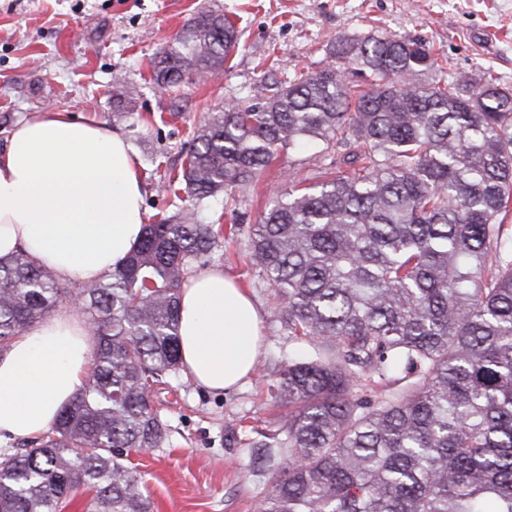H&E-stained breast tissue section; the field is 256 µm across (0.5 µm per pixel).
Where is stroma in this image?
I'll list each match as a JSON object with an SVG mask.
<instances>
[{
	"instance_id": "1",
	"label": "stroma",
	"mask_w": 512,
	"mask_h": 512,
	"mask_svg": "<svg viewBox=\"0 0 512 512\" xmlns=\"http://www.w3.org/2000/svg\"><path fill=\"white\" fill-rule=\"evenodd\" d=\"M223 12L241 33L230 68L168 89L152 62L203 10ZM418 38L449 71H491L512 86V0H0V148L13 125L45 109L104 123L137 158L147 221L170 211L159 170L180 169L194 127L225 103L259 95L267 77L285 82L328 63L341 37ZM135 87L133 113L116 106V84ZM317 145L284 151L236 209L216 202L221 224L257 223L274 194L311 174ZM246 237L225 241L213 265L252 293L264 318V349L251 377L224 393L185 375L170 379L155 406L170 431L130 460L154 512H259L269 478L251 475L246 442L271 429L281 409L268 386L298 345L274 321V291L243 263Z\"/></svg>"
}]
</instances>
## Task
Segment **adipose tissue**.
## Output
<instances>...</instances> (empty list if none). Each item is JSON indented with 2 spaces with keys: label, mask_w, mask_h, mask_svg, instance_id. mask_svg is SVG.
<instances>
[{
  "label": "adipose tissue",
  "mask_w": 512,
  "mask_h": 512,
  "mask_svg": "<svg viewBox=\"0 0 512 512\" xmlns=\"http://www.w3.org/2000/svg\"><path fill=\"white\" fill-rule=\"evenodd\" d=\"M145 222L124 136L53 109L14 126L0 153V257L22 247L60 283L90 281L122 266ZM180 295L184 373L212 392L237 388L261 353V312L218 266L190 276ZM96 345L68 303L14 339L0 355V442L52 428L87 383Z\"/></svg>",
  "instance_id": "obj_1"
}]
</instances>
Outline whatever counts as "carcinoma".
<instances>
[{
    "mask_svg": "<svg viewBox=\"0 0 512 512\" xmlns=\"http://www.w3.org/2000/svg\"><path fill=\"white\" fill-rule=\"evenodd\" d=\"M239 42L201 12L154 80L219 71ZM331 55L200 125L162 184L189 206L76 292L98 339L91 378L49 432L0 453V512H60L81 487L88 512H153L129 456L168 436L152 394L180 370V290L242 233L276 319L306 344L271 386L288 412L250 441L254 472L272 473L261 512H512V88L448 72L413 38H342ZM305 141L322 143L308 185L256 224L210 219ZM65 298L25 250L0 258V352ZM365 375L380 399L356 391Z\"/></svg>",
    "mask_w": 512,
    "mask_h": 512,
    "instance_id": "obj_1",
    "label": "carcinoma"
}]
</instances>
